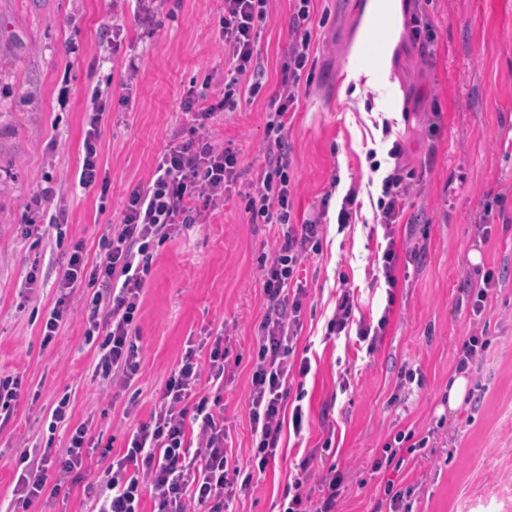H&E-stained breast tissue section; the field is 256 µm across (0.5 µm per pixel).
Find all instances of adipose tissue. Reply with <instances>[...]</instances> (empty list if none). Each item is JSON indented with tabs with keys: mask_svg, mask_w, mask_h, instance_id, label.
<instances>
[{
	"mask_svg": "<svg viewBox=\"0 0 512 512\" xmlns=\"http://www.w3.org/2000/svg\"><path fill=\"white\" fill-rule=\"evenodd\" d=\"M400 16L401 0H368L356 39L357 49H364L382 32L388 39L380 46L378 63L348 71V80L364 82L376 91L385 89L390 69V43L397 38L396 24Z\"/></svg>",
	"mask_w": 512,
	"mask_h": 512,
	"instance_id": "1",
	"label": "adipose tissue"
}]
</instances>
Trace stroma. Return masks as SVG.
<instances>
[{
  "label": "stroma",
  "mask_w": 512,
  "mask_h": 512,
  "mask_svg": "<svg viewBox=\"0 0 512 512\" xmlns=\"http://www.w3.org/2000/svg\"><path fill=\"white\" fill-rule=\"evenodd\" d=\"M367 0H315L309 80L301 82L288 115L292 216L316 215L331 193L328 228L319 254L304 263L302 329L297 348L311 371L289 382L286 407L302 403L301 436L284 434L260 482L239 493L233 512H277L302 460L314 473L337 465L347 488L338 512H373L386 480L414 486L417 512H512V0H402L422 9L434 31L422 45L400 34L390 61L389 92L368 86L342 93L346 68ZM218 0H159L157 23L143 25L138 0H0V373L22 376L21 396L0 427V512L13 498L22 442L51 445L64 455L68 428L50 429L52 410L69 396L72 425L92 421L80 479L66 495L46 496L31 512H88L86 484L96 481L105 448L120 451L131 426L148 421L188 342L223 336L232 366L224 378L227 446L239 461L252 451L248 414L253 348L266 310L261 288L265 258L278 235L255 224L247 196L266 165L269 100L282 85L291 4L270 0L258 39L266 77L256 95L213 120V142L238 157V178L208 223L155 247L137 319L141 368L131 386L106 391L93 375L95 349L86 344L73 296L72 314L54 344L41 345V326L56 299L64 249L49 227L63 213L68 238L82 241L89 259L100 252L106 225L122 221L121 203L150 178L170 143L189 136L181 109L189 89L223 70L217 40ZM119 27V40L108 36ZM140 53L142 68L128 80L123 58ZM107 108L100 130L105 188L84 189L86 114L93 89ZM394 118L404 160L413 170L400 246L417 255L401 261L396 302L386 334L372 355L325 336L341 285L354 288L360 310L379 317L386 293L372 281L381 259L371 234L379 185L371 181L368 151L382 169L387 156L380 124ZM440 132L427 137L430 120ZM337 189H330L332 177ZM359 189L355 224L338 230L336 216L349 186ZM38 225L26 236L24 225ZM489 234H482V226ZM478 262H471V253ZM499 271L481 313L466 297L477 267ZM38 279L23 284L30 272ZM490 342L468 377V392L448 407V380L470 335ZM422 385L400 388L405 369ZM350 373L349 388L341 376ZM443 423L428 460L375 473L371 463L397 431L423 433Z\"/></svg>",
  "instance_id": "35a3bbf8"
}]
</instances>
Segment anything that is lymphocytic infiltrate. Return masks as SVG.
<instances>
[{"label": "lymphocytic infiltrate", "mask_w": 512, "mask_h": 512, "mask_svg": "<svg viewBox=\"0 0 512 512\" xmlns=\"http://www.w3.org/2000/svg\"><path fill=\"white\" fill-rule=\"evenodd\" d=\"M268 0H223L217 26L218 41L230 69L219 101L201 105V93L188 91L184 112L194 123L187 140L171 144L156 160L147 183L134 187L123 202V221L107 227L102 254L88 262L82 243H75L57 279V297L43 325V341L51 343L71 310V299L81 286L93 288L84 318L85 336L95 344L94 373L109 385H128L140 367L141 350L132 325L150 271L156 244L181 229L206 223L210 210L224 201V191L237 178L238 159L232 149H218L209 125L225 107L236 104L241 78H248L251 92L263 85L257 41L267 16ZM312 0H292V40L283 71L292 83L272 97L267 122L269 156L257 186L249 195L252 221L279 227L276 245L264 266L262 289L267 310L256 341L257 361L251 379L249 418L255 450L247 463H239L226 448L224 403L221 393L201 394L203 375L224 377V344L215 337L207 362H199L195 348L186 352L165 382L160 404L150 420L133 429L124 450L113 457L96 482L86 487L91 512H142L143 498H150L156 512H225L236 494L258 482L281 446L284 426L294 434L304 428V411L285 410L288 383L306 377L309 357L293 362V342L301 328L303 288L299 272L304 260L321 249L326 226L321 217L302 224L291 221V182L288 142L284 135L287 114L298 98L297 83L311 60ZM88 117L84 156L78 171L81 188L98 180V128L104 107L100 93H93ZM405 149L394 139L388 150L390 170L372 162L381 172V196L374 216L385 243L381 276L387 292L399 283V250L396 227L405 211L410 185L403 165ZM389 323L388 314L372 322L358 315L352 288H340L334 312L327 323L333 338L354 337L356 345L374 353ZM437 429L423 436L398 431L385 442L371 465L372 472L401 468L406 458H420L435 442ZM22 469L14 497L6 512H28L46 490L48 477L42 462L30 451L18 458ZM308 463H301L284 495L279 512H336L343 492L344 475L328 468L320 491L310 485Z\"/></svg>", "instance_id": "obj_1"}]
</instances>
